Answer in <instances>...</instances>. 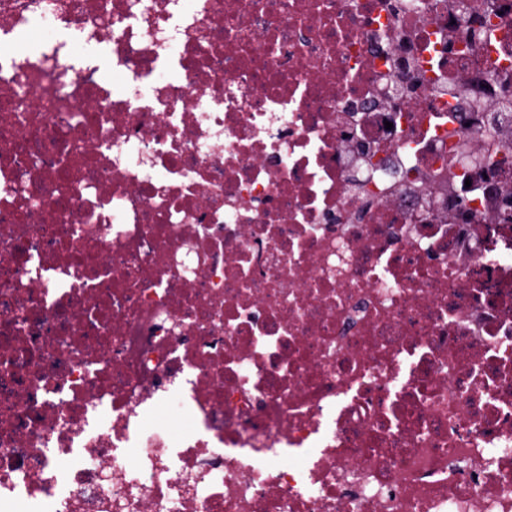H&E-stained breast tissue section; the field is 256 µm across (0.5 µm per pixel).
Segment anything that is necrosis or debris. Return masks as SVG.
Listing matches in <instances>:
<instances>
[{"label":"necrosis or debris","instance_id":"1","mask_svg":"<svg viewBox=\"0 0 512 512\" xmlns=\"http://www.w3.org/2000/svg\"><path fill=\"white\" fill-rule=\"evenodd\" d=\"M468 4L0 0V512H512V225L423 210L512 128Z\"/></svg>","mask_w":512,"mask_h":512}]
</instances>
